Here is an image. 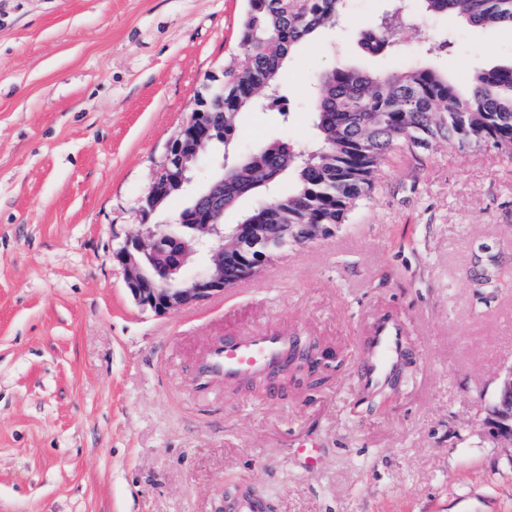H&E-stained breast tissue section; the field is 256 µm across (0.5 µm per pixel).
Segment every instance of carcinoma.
<instances>
[{
	"mask_svg": "<svg viewBox=\"0 0 512 512\" xmlns=\"http://www.w3.org/2000/svg\"><path fill=\"white\" fill-rule=\"evenodd\" d=\"M348 0H247L239 31L237 67L202 109L224 120V144L240 112L279 92L290 51L321 28L344 18ZM394 0L392 10L367 31L371 53L399 48L398 31L424 18L454 14L473 27L512 29V0H419L421 12ZM310 98L316 136L303 151L286 141L266 145L238 162L224 182V208H202L194 224H221L225 210L258 195L282 176L293 178L287 195L265 204L268 223L283 212L290 224H336L370 197L378 168L403 148L429 149L444 140L459 149L492 145L512 158V67L484 70L462 90L428 63L370 74L337 66L315 77Z\"/></svg>",
	"mask_w": 512,
	"mask_h": 512,
	"instance_id": "carcinoma-1",
	"label": "carcinoma"
}]
</instances>
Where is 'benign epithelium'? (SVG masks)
I'll list each match as a JSON object with an SVG mask.
<instances>
[{
    "instance_id": "benign-epithelium-1",
    "label": "benign epithelium",
    "mask_w": 512,
    "mask_h": 512,
    "mask_svg": "<svg viewBox=\"0 0 512 512\" xmlns=\"http://www.w3.org/2000/svg\"><path fill=\"white\" fill-rule=\"evenodd\" d=\"M217 140L209 113L197 110L170 142L163 161L154 171L151 185L141 201L144 217L161 209L167 197L189 182L200 149ZM224 200V174H218L195 198L198 203ZM332 224H240L231 232L222 224H189L178 218V229L157 224L144 241L131 238L115 252L114 260L126 273V284L135 301L157 315H165L224 292V271L232 263L252 278L271 264L288 245H299L304 233L317 239L333 232ZM204 252L208 264L191 278L181 270L192 255ZM332 358L311 347L300 352L288 368L271 375L273 389L314 379L332 372ZM489 423L496 439L512 447V365L504 368L488 407Z\"/></svg>"
}]
</instances>
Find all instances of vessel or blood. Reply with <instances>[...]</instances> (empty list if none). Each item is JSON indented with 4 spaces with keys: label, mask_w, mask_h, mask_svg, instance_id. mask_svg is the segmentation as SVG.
I'll list each match as a JSON object with an SVG mask.
<instances>
[{
    "label": "vessel or blood",
    "mask_w": 512,
    "mask_h": 512,
    "mask_svg": "<svg viewBox=\"0 0 512 512\" xmlns=\"http://www.w3.org/2000/svg\"><path fill=\"white\" fill-rule=\"evenodd\" d=\"M373 341L383 358L377 363H366L363 368L362 385L370 393L384 384L410 345L409 337L403 336L399 326L388 319L378 321ZM294 342V337L288 335L257 331L228 336L209 349L198 374L203 379H223L225 385L231 386L243 378L283 366Z\"/></svg>",
    "instance_id": "b4317fda"
}]
</instances>
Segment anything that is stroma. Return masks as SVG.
<instances>
[{
  "mask_svg": "<svg viewBox=\"0 0 512 512\" xmlns=\"http://www.w3.org/2000/svg\"><path fill=\"white\" fill-rule=\"evenodd\" d=\"M393 0L296 46L289 110L239 114L230 147L151 218L140 200L170 141L240 51L246 0H0V512H220L224 485L272 512H512V450L487 424L512 365V161L491 146L404 149L334 234L248 282L165 316L139 306L114 252L174 223L224 153L313 140L315 73L422 60L467 88L512 65V29L454 16L404 27L401 53H366ZM489 273L499 287L479 288ZM412 338L385 405L359 369L375 316ZM288 331L341 353L324 386L255 395L201 384L208 347ZM315 435L316 464L289 448Z\"/></svg>",
  "mask_w": 512,
  "mask_h": 512,
  "instance_id": "stroma-1",
  "label": "stroma"
}]
</instances>
